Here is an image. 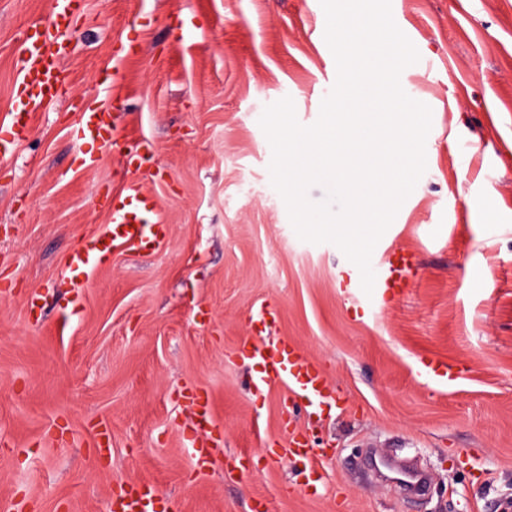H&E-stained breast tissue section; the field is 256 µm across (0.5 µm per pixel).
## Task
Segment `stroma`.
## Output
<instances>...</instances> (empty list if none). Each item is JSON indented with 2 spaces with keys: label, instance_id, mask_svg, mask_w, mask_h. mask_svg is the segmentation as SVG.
Returning <instances> with one entry per match:
<instances>
[{
  "label": "stroma",
  "instance_id": "stroma-1",
  "mask_svg": "<svg viewBox=\"0 0 512 512\" xmlns=\"http://www.w3.org/2000/svg\"><path fill=\"white\" fill-rule=\"evenodd\" d=\"M48 2L0 0V116L19 33ZM82 2L67 92L0 168V512H110L127 480L154 482L177 512H512V0H391L420 54L401 86L432 111L426 171L372 253L414 254L396 298L367 296L334 244L300 240L271 184L264 107L291 97L313 124L336 80L319 0ZM93 102L118 113L128 145L154 140L140 171L114 151L83 168L71 128ZM133 188L166 240L148 255L116 246L72 303L65 258L110 221L99 191ZM262 303L276 338L326 372L341 415L298 411L285 384L252 395ZM430 362L457 379L430 380ZM188 388L221 425L202 471ZM295 429L322 450L320 494L276 460ZM372 453L425 469L427 496L364 467Z\"/></svg>",
  "mask_w": 512,
  "mask_h": 512
}]
</instances>
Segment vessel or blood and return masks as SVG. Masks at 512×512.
<instances>
[{"mask_svg": "<svg viewBox=\"0 0 512 512\" xmlns=\"http://www.w3.org/2000/svg\"><path fill=\"white\" fill-rule=\"evenodd\" d=\"M75 4L76 0H51L47 19L25 30L21 38L19 53L23 67L13 88L16 109L9 120L0 123L1 162L10 160L27 140L34 113L54 105L66 87V71L61 65L64 56L62 27ZM72 134L80 143L96 144L103 149L119 147L123 141L111 112L95 103L82 107ZM153 209L152 198L136 191L113 198L107 233L85 240L68 255L66 266L72 273L69 289L72 299L82 296L89 285L87 271L98 265L113 244L121 243L146 252L155 250L165 235V227L151 221ZM414 271L411 254L392 250L381 265L374 289L384 295L399 294L407 287ZM253 323L256 339L250 345L248 356L260 366V375L254 383L256 393H264L274 383L285 382L311 404L330 396L333 391L330 380L304 349L293 343L266 340V332L276 324V313L269 305L257 307ZM191 397L197 406V427L205 436L204 441L193 446V460L202 468L218 440L213 436L215 421L207 398L197 391L192 392ZM314 457L307 436L299 430L291 432L282 448V460L308 464ZM111 498L112 512H171L172 509L171 502L149 481L116 484Z\"/></svg>", "mask_w": 512, "mask_h": 512, "instance_id": "obj_1", "label": "vessel or blood"}]
</instances>
